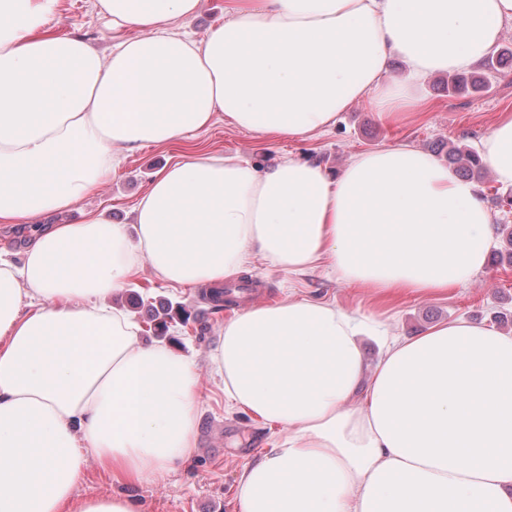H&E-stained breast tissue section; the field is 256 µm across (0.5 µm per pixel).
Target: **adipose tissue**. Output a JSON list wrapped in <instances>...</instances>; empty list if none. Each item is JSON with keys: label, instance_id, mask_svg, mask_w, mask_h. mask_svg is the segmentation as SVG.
I'll use <instances>...</instances> for the list:
<instances>
[{"label": "adipose tissue", "instance_id": "adipose-tissue-1", "mask_svg": "<svg viewBox=\"0 0 512 512\" xmlns=\"http://www.w3.org/2000/svg\"><path fill=\"white\" fill-rule=\"evenodd\" d=\"M59 0H0V223H37L108 181L127 152L207 128L306 138L369 100L399 122L427 76L489 55L512 0H96L104 55L47 35ZM406 64L403 80L388 61ZM481 157L512 185V113ZM493 218L477 191L401 143L338 176L287 158L265 172L204 155L158 171L132 227L100 215L0 258V512H139L76 500L89 462L130 484L197 451L195 360L146 341L106 304L150 264L180 286L223 283L253 257L323 268L385 295L432 294L482 270ZM377 319L294 296L226 319L210 357L224 409L285 431L237 480L240 512H512V336L463 321L386 341L372 378L358 338ZM225 0H200L198 14L192 22L196 38H204L210 28L224 22Z\"/></svg>", "mask_w": 512, "mask_h": 512}]
</instances>
